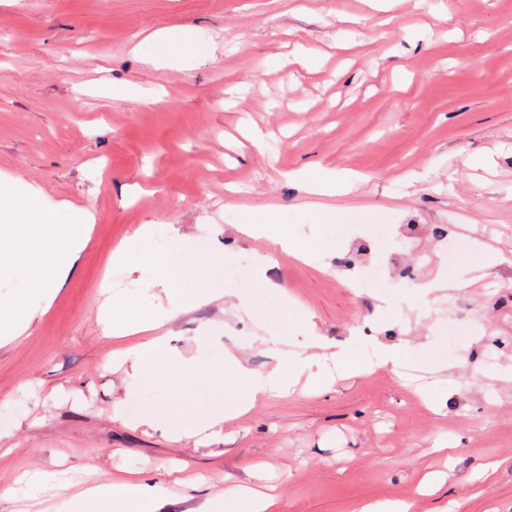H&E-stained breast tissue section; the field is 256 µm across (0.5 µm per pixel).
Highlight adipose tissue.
I'll return each instance as SVG.
<instances>
[{"mask_svg":"<svg viewBox=\"0 0 512 512\" xmlns=\"http://www.w3.org/2000/svg\"><path fill=\"white\" fill-rule=\"evenodd\" d=\"M292 178L307 192L321 196H342L352 186L349 175L319 168L293 173ZM94 220L90 210L74 208L67 221H60L57 209L46 206L38 192L19 191L13 184L0 183V274L10 271L14 257H23L31 270V293L51 302ZM276 221L274 213L254 212L242 219L238 230L253 238L267 239L282 252L298 254L297 244L286 233L275 230ZM153 230V225H143L135 241L116 251L115 260L127 265L151 264L157 272L158 284L181 289L183 304L198 303L203 298L202 292L184 286L185 281L194 277L191 269L172 266L165 256L141 248V240ZM168 357L164 337L156 336L139 344L133 353L132 379H150L172 391H185L193 381V368L180 362L168 370H160V363ZM212 378L219 383L244 387L253 396H286L292 391L291 380L276 370L270 371L263 382H252L249 373L233 356L213 372ZM83 474L89 487L82 496L65 501V512H155L156 500L144 483L125 478L102 479L92 466L86 467Z\"/></svg>","mask_w":512,"mask_h":512,"instance_id":"ef3b65f1","label":"adipose tissue"}]
</instances>
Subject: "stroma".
Here are the masks:
<instances>
[{
	"instance_id": "obj_1",
	"label": "stroma",
	"mask_w": 512,
	"mask_h": 512,
	"mask_svg": "<svg viewBox=\"0 0 512 512\" xmlns=\"http://www.w3.org/2000/svg\"><path fill=\"white\" fill-rule=\"evenodd\" d=\"M187 28L206 55L154 57L152 36ZM300 46L317 71L280 66ZM314 166L360 181L313 196L288 175ZM0 179L95 215L52 302L26 266L0 276L28 303L0 338V512H57L88 463L153 485L158 512H232L243 486L278 512H512V354L479 355L512 341V0H0ZM267 209L309 260L238 231ZM145 224L212 299L181 308L153 269L113 265ZM112 269L127 288H105ZM109 296L194 366L188 391L113 363L146 336L103 334ZM315 339L361 371L252 401L209 378L228 354L289 374ZM243 400L218 437L175 440ZM34 470L48 490L27 497Z\"/></svg>"
}]
</instances>
